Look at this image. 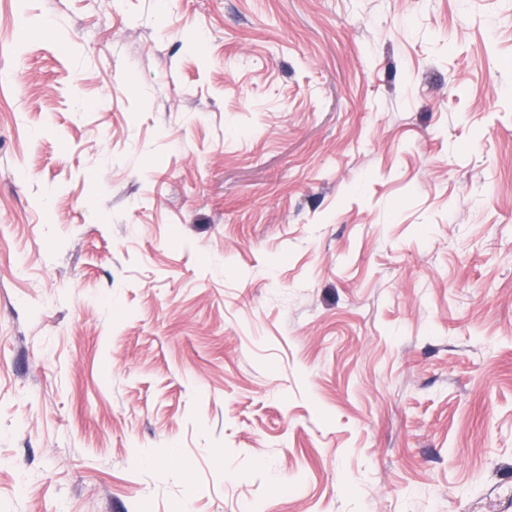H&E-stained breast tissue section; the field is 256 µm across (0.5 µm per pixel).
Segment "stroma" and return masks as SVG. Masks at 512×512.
I'll return each mask as SVG.
<instances>
[{"label":"stroma","instance_id":"obj_1","mask_svg":"<svg viewBox=\"0 0 512 512\" xmlns=\"http://www.w3.org/2000/svg\"><path fill=\"white\" fill-rule=\"evenodd\" d=\"M0 512H512V0H0Z\"/></svg>","mask_w":512,"mask_h":512}]
</instances>
